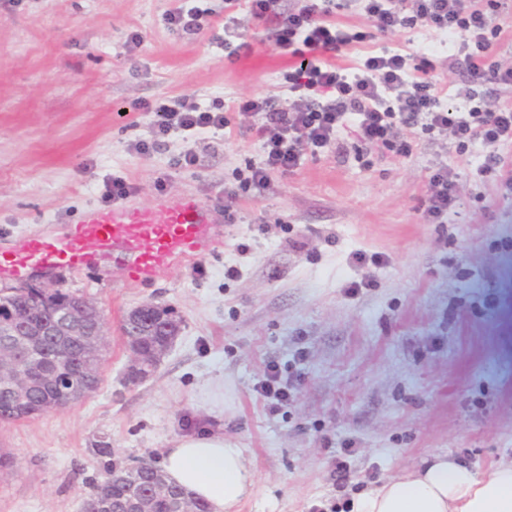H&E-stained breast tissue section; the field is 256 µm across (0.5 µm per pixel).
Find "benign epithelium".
Instances as JSON below:
<instances>
[{
  "label": "benign epithelium",
  "instance_id": "benign-epithelium-1",
  "mask_svg": "<svg viewBox=\"0 0 512 512\" xmlns=\"http://www.w3.org/2000/svg\"><path fill=\"white\" fill-rule=\"evenodd\" d=\"M163 310L144 303L123 320L131 383L148 378L176 338L179 320ZM106 345L103 315L86 297L58 307L47 321H34L0 293V389L10 394L23 419L66 408L95 392ZM137 475L134 465L112 467L94 485L83 512H155L156 501L169 495V483L157 469L143 493L136 490Z\"/></svg>",
  "mask_w": 512,
  "mask_h": 512
}]
</instances>
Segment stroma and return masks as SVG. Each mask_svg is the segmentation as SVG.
<instances>
[{
	"instance_id": "obj_1",
	"label": "stroma",
	"mask_w": 512,
	"mask_h": 512,
	"mask_svg": "<svg viewBox=\"0 0 512 512\" xmlns=\"http://www.w3.org/2000/svg\"><path fill=\"white\" fill-rule=\"evenodd\" d=\"M177 4L0 0V246L105 206L116 178L145 204L196 194L224 230L214 254L154 282L126 287L116 266L51 275L102 311V381L67 408L0 422V452L14 458L0 470V512H82L107 465H161L173 439L210 428L255 470L235 512H330L432 453L479 472L512 461V192L479 175L487 147L461 153L451 137L424 135L401 157L360 149L347 129L338 148L273 174L267 189L239 191L226 216L225 191L262 156L233 102L288 106L283 76L296 60L244 0H207L213 15L194 36L167 28ZM228 25L245 44L233 55ZM428 45L447 104L462 105L472 86L492 105L512 104V86L473 85L457 42L419 26L343 48L335 63ZM177 98L223 104L229 131L177 129L137 153L154 138L149 106ZM188 151L191 166L180 161ZM441 164L456 193L438 224L425 199ZM231 267L236 277H225ZM145 302L173 309L180 329L155 373L131 384L120 326ZM272 363L294 382L274 412L256 392ZM337 458L353 473L342 492Z\"/></svg>"
}]
</instances>
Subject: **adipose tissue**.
Wrapping results in <instances>:
<instances>
[{
	"instance_id": "ef3b65f1",
	"label": "adipose tissue",
	"mask_w": 512,
	"mask_h": 512,
	"mask_svg": "<svg viewBox=\"0 0 512 512\" xmlns=\"http://www.w3.org/2000/svg\"><path fill=\"white\" fill-rule=\"evenodd\" d=\"M168 480L205 500L211 512H233L253 486L244 451L223 434L203 431L173 440L163 458ZM349 512H512V462L477 473L461 459L431 454L407 474L353 495Z\"/></svg>"
}]
</instances>
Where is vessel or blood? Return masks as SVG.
<instances>
[{
    "mask_svg": "<svg viewBox=\"0 0 512 512\" xmlns=\"http://www.w3.org/2000/svg\"><path fill=\"white\" fill-rule=\"evenodd\" d=\"M212 213V205L193 194L92 208L60 232L28 234L0 248V281L114 264L127 286L154 281L213 251L219 238Z\"/></svg>",
    "mask_w": 512,
    "mask_h": 512,
    "instance_id": "obj_1",
    "label": "vessel or blood"
}]
</instances>
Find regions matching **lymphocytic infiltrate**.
I'll list each match as a JSON object with an SVG mask.
<instances>
[{
  "label": "lymphocytic infiltrate",
  "mask_w": 512,
  "mask_h": 512,
  "mask_svg": "<svg viewBox=\"0 0 512 512\" xmlns=\"http://www.w3.org/2000/svg\"><path fill=\"white\" fill-rule=\"evenodd\" d=\"M369 20L364 30L344 29L330 22L328 0H306L288 13L279 26L278 47L298 58L285 76L293 105L283 108L261 98L240 99L235 108L248 119L249 131L260 141L263 158L250 165L242 183L261 191L275 173L297 169L307 153L334 144L339 128L353 123L359 141L407 157L413 152V128L451 135L458 149L480 142L489 152L482 172H504L503 148L512 146V106L490 108L485 100L468 95L466 111L442 105L444 89L427 58L400 51L368 55L354 73L330 63V55L355 43L372 41L409 25L459 35L460 49L472 81L493 79L512 85V68L489 64L490 50L501 33L495 18L501 0H362ZM158 137L173 129L222 130L230 125L223 110L201 108L182 99L151 107Z\"/></svg>",
  "instance_id": "1"
}]
</instances>
